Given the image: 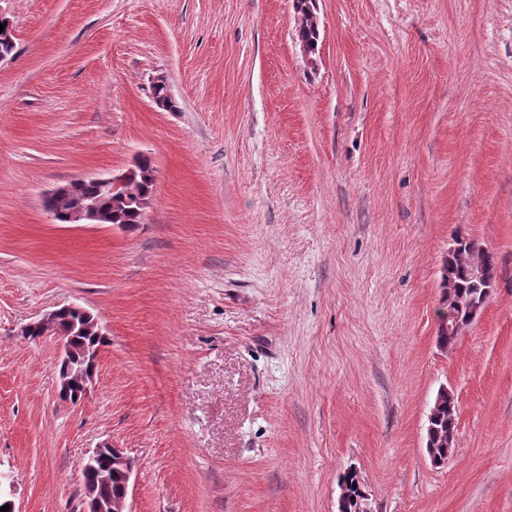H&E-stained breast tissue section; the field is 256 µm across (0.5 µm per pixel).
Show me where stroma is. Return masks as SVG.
Returning a JSON list of instances; mask_svg holds the SVG:
<instances>
[{
	"label": "stroma",
	"instance_id": "35a3bbf8",
	"mask_svg": "<svg viewBox=\"0 0 512 512\" xmlns=\"http://www.w3.org/2000/svg\"><path fill=\"white\" fill-rule=\"evenodd\" d=\"M0 0V470L19 512H80L83 459L134 461L131 512H512V0ZM168 78L177 111L157 109ZM144 223L59 224L53 187L125 171ZM497 278L437 343L455 235ZM73 303L108 335L57 395ZM459 415L425 450L441 386ZM295 17V40L301 51L310 59L318 49L320 23L316 14L315 0H292ZM466 260H477L482 262L488 269L491 279H495L496 263L493 252L483 247L478 242L467 238ZM75 308L83 313L87 311L73 304L61 305L41 318L23 325L20 335L28 341H37L47 336H53L60 347V354L57 361L59 374V397L64 401L77 404L89 391L93 383L96 366L101 347L85 348L77 353L72 345L70 337L56 332L52 325V319L60 310ZM38 327L42 330L41 336H29L32 330ZM437 411L438 422L436 426L440 433V442H447L448 435V447L435 448V452L438 457L444 459L446 462L448 460V448L452 446L453 441H456L455 432L448 430V398L437 408Z\"/></svg>",
	"mask_w": 512,
	"mask_h": 512
}]
</instances>
